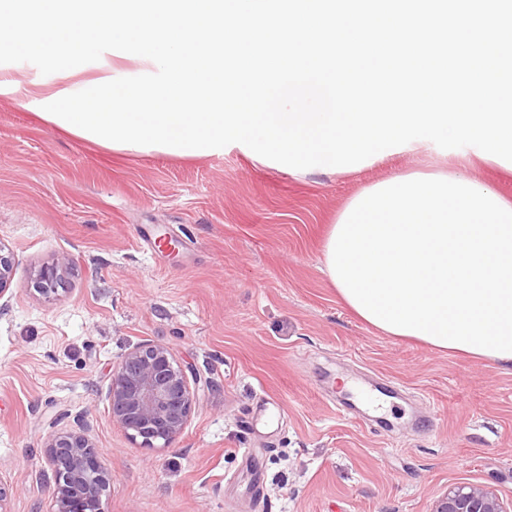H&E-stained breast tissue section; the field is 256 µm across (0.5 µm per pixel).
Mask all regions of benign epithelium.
I'll return each mask as SVG.
<instances>
[{
    "instance_id": "7a95c632",
    "label": "benign epithelium",
    "mask_w": 512,
    "mask_h": 512,
    "mask_svg": "<svg viewBox=\"0 0 512 512\" xmlns=\"http://www.w3.org/2000/svg\"><path fill=\"white\" fill-rule=\"evenodd\" d=\"M68 261L43 265L33 287L50 297L62 282ZM13 252L0 244V295L14 276ZM112 423L141 448L166 447L181 436L195 400L187 368L162 343H142L128 351L112 371L107 391ZM54 474L53 512H104L110 478L85 430L60 429L46 441ZM430 512H512L491 489L457 484L439 495Z\"/></svg>"
}]
</instances>
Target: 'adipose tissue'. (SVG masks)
<instances>
[{"label":"adipose tissue","instance_id":"obj_1","mask_svg":"<svg viewBox=\"0 0 512 512\" xmlns=\"http://www.w3.org/2000/svg\"><path fill=\"white\" fill-rule=\"evenodd\" d=\"M323 257L372 327L512 371V199L462 171L399 174L350 200Z\"/></svg>","mask_w":512,"mask_h":512}]
</instances>
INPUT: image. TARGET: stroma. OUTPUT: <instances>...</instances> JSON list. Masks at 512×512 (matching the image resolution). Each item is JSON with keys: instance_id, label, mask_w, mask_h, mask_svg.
Listing matches in <instances>:
<instances>
[{"instance_id": "35a3bbf8", "label": "stroma", "mask_w": 512, "mask_h": 512, "mask_svg": "<svg viewBox=\"0 0 512 512\" xmlns=\"http://www.w3.org/2000/svg\"><path fill=\"white\" fill-rule=\"evenodd\" d=\"M512 173L426 139L372 165L291 174L235 149L126 155L0 95V483L8 512H52L44 441L83 422L110 475L105 512H429L459 483L512 500V372L384 335L323 271L330 224L398 173ZM71 269L55 297L42 263ZM168 345L195 409L165 448L114 425V367ZM68 261L65 258L57 259L51 264L42 265L35 275L33 287L39 294L49 298L57 291V285L62 282Z\"/></svg>"}]
</instances>
